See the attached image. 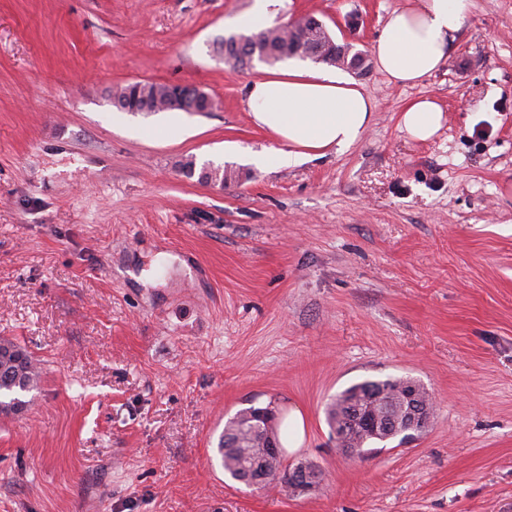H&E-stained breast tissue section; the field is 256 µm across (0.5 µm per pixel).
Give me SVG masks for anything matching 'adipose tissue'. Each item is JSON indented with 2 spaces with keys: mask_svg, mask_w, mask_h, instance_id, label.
I'll return each instance as SVG.
<instances>
[{
  "mask_svg": "<svg viewBox=\"0 0 512 512\" xmlns=\"http://www.w3.org/2000/svg\"><path fill=\"white\" fill-rule=\"evenodd\" d=\"M465 0H405L392 10L372 47L378 68L391 81L417 85L445 65L464 20ZM247 103L255 124L273 143L256 158L258 166L289 168L343 152L363 136L374 101L347 75L291 66L254 80ZM444 109L423 96L402 109L400 125L426 141L444 124Z\"/></svg>",
  "mask_w": 512,
  "mask_h": 512,
  "instance_id": "adipose-tissue-1",
  "label": "adipose tissue"
}]
</instances>
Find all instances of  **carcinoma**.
<instances>
[{
  "label": "carcinoma",
  "instance_id": "carcinoma-1",
  "mask_svg": "<svg viewBox=\"0 0 512 512\" xmlns=\"http://www.w3.org/2000/svg\"><path fill=\"white\" fill-rule=\"evenodd\" d=\"M244 41L243 48L251 58L273 65L291 57H307V48L320 46L326 40V33L319 26H301L296 21L288 28H267L258 32H240L225 37L227 41ZM164 96V85L153 82H134L123 86L115 93L114 106L124 110L134 106L145 108L156 105L157 97ZM0 392L8 396L0 399V412H19L29 401L18 397L37 389L40 371L29 354L10 341H0ZM401 378L366 379L355 383L336 395L326 409L327 424L336 439L362 450L367 455L369 445L394 438L404 439L410 435L402 429L374 430L363 423V417L375 415L382 409L397 417L406 414L408 405L401 389ZM273 402L265 406L251 405L236 413L225 425L218 441L224 471L246 486L253 484L256 473L263 471L267 482H276L284 489H292L288 477L292 467L284 459L265 449L267 434L275 430L269 424L273 413Z\"/></svg>",
  "mask_w": 512,
  "mask_h": 512
}]
</instances>
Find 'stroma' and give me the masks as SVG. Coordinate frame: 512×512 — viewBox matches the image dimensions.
<instances>
[{
	"instance_id": "35a3bbf8",
	"label": "stroma",
	"mask_w": 512,
	"mask_h": 512,
	"mask_svg": "<svg viewBox=\"0 0 512 512\" xmlns=\"http://www.w3.org/2000/svg\"><path fill=\"white\" fill-rule=\"evenodd\" d=\"M401 3L277 5L366 54L376 108L347 151L272 171L246 98L270 67L214 50L255 0H0V339L41 373L0 414V512H512V0H467L416 86L370 57ZM135 81L215 106L117 110ZM420 96L445 110L426 142L400 127ZM387 377L423 384L433 422L346 456L328 403ZM271 401L304 417L283 457L315 491L224 472L226 420Z\"/></svg>"
}]
</instances>
